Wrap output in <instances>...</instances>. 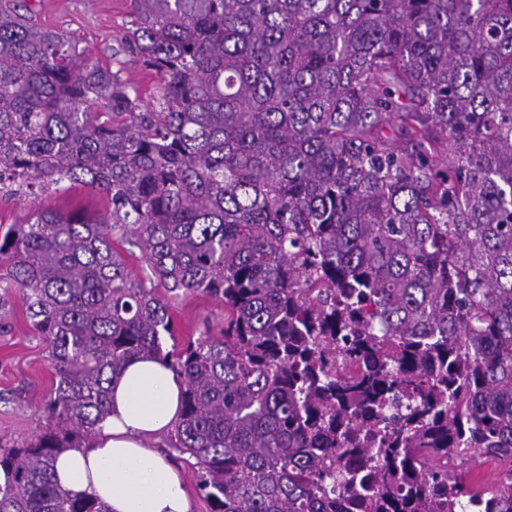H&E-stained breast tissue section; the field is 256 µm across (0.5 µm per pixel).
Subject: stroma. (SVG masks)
Returning <instances> with one entry per match:
<instances>
[{"label": "stroma", "instance_id": "stroma-1", "mask_svg": "<svg viewBox=\"0 0 512 512\" xmlns=\"http://www.w3.org/2000/svg\"><path fill=\"white\" fill-rule=\"evenodd\" d=\"M42 26L63 33L73 41L83 58L111 64L122 82L143 102L156 94V75L145 70L140 58L123 46L130 26V0H30ZM41 208L61 212L80 211L96 217L106 209L105 199L80 188L51 189L34 196L0 197V226L22 222ZM178 343L197 339L204 331L219 334L224 325L222 304L204 297L187 295L173 304ZM56 375L48 360L45 344L25 314L19 293L0 309V439L23 443L41 433L46 423L43 408L55 388ZM170 433L150 438L149 447L170 458L185 475L191 512H212V506L198 487L189 455L170 448Z\"/></svg>", "mask_w": 512, "mask_h": 512}]
</instances>
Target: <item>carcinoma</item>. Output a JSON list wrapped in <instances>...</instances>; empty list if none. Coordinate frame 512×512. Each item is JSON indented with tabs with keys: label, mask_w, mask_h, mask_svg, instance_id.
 Instances as JSON below:
<instances>
[{
	"label": "carcinoma",
	"mask_w": 512,
	"mask_h": 512,
	"mask_svg": "<svg viewBox=\"0 0 512 512\" xmlns=\"http://www.w3.org/2000/svg\"><path fill=\"white\" fill-rule=\"evenodd\" d=\"M131 6L152 106L0 0V196L108 201L0 235V308L21 294L58 376L0 512H106L54 462L141 356L182 381L171 448L215 512H333L371 467L367 512H512V0ZM187 294L224 328L166 350ZM478 455L511 464L492 489L435 465Z\"/></svg>",
	"instance_id": "1"
}]
</instances>
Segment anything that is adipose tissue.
<instances>
[{
	"label": "adipose tissue",
	"mask_w": 512,
	"mask_h": 512,
	"mask_svg": "<svg viewBox=\"0 0 512 512\" xmlns=\"http://www.w3.org/2000/svg\"><path fill=\"white\" fill-rule=\"evenodd\" d=\"M181 393L164 362L130 360L110 382L108 415L87 444L57 456L59 485L98 499L108 512H189L182 472L146 446L178 419Z\"/></svg>",
	"instance_id": "ef3b65f1"
}]
</instances>
